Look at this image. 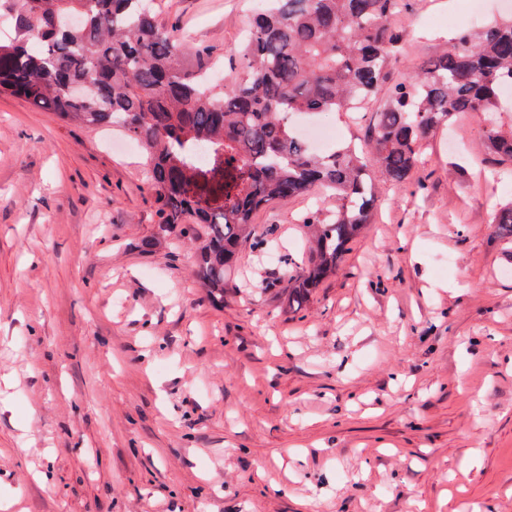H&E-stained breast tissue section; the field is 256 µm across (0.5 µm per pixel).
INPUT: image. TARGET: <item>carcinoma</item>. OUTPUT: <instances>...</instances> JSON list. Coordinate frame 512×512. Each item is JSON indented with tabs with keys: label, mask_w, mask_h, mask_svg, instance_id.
Segmentation results:
<instances>
[{
	"label": "carcinoma",
	"mask_w": 512,
	"mask_h": 512,
	"mask_svg": "<svg viewBox=\"0 0 512 512\" xmlns=\"http://www.w3.org/2000/svg\"><path fill=\"white\" fill-rule=\"evenodd\" d=\"M14 37L0 41V93L64 121L121 125L146 151L161 222L155 240L198 242L196 276L224 302V277L254 213L317 188L336 199L314 229L306 264L288 277V308L306 306L338 270L348 244L381 205L378 182L409 183L423 140L461 112L500 111L512 85V17L475 33L393 84L364 144L309 150L290 118L348 108L386 83L402 48L394 20L408 0H266L253 15L231 91L188 70L155 0H5ZM487 153L512 163V128H486ZM206 151L209 160L197 156ZM491 223L512 238V201Z\"/></svg>",
	"instance_id": "obj_1"
}]
</instances>
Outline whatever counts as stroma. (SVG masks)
<instances>
[{"label":"stroma","instance_id":"obj_1","mask_svg":"<svg viewBox=\"0 0 512 512\" xmlns=\"http://www.w3.org/2000/svg\"><path fill=\"white\" fill-rule=\"evenodd\" d=\"M159 19L240 72L254 0H157ZM512 0H411L390 78L447 52L431 14ZM386 99L328 113L363 136ZM486 122L453 117L404 189L300 311L288 269L324 193L256 212L212 304L196 243L159 222L141 147L0 96V512H512V199Z\"/></svg>","mask_w":512,"mask_h":512}]
</instances>
